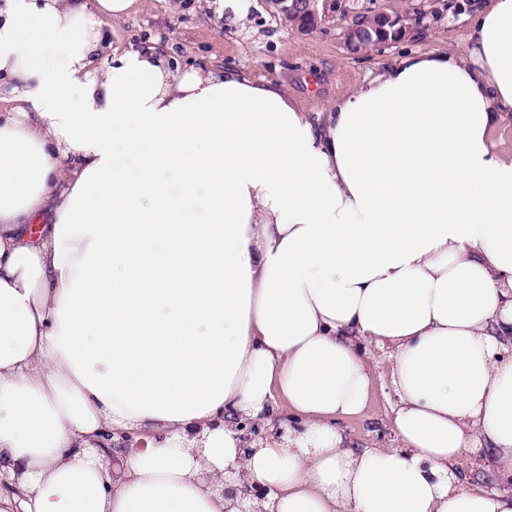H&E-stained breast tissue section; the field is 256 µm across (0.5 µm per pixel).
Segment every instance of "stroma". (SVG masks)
Wrapping results in <instances>:
<instances>
[{
    "instance_id": "35a3bbf8",
    "label": "stroma",
    "mask_w": 512,
    "mask_h": 512,
    "mask_svg": "<svg viewBox=\"0 0 512 512\" xmlns=\"http://www.w3.org/2000/svg\"><path fill=\"white\" fill-rule=\"evenodd\" d=\"M478 0H319L321 23L299 34L272 13L266 0H240L238 9L219 0H145L144 8L100 27L113 53L153 46L178 68H242L256 79L283 85L295 105L317 112L350 92L408 51L454 49L462 42L467 16ZM410 10L418 15L404 38L360 55L344 46V26L353 15ZM380 367L364 413L340 421L353 447H396V396L385 363L388 352L373 349Z\"/></svg>"
}]
</instances>
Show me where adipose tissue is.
<instances>
[{"label": "adipose tissue", "mask_w": 512, "mask_h": 512, "mask_svg": "<svg viewBox=\"0 0 512 512\" xmlns=\"http://www.w3.org/2000/svg\"><path fill=\"white\" fill-rule=\"evenodd\" d=\"M142 5L0 0V512H512V0L314 116L108 53ZM371 343L397 445L356 450ZM276 411L277 416L273 419L271 424L253 420H241L242 424L240 425H244V423H246V429L240 432L242 436L247 438L243 447L252 448L266 442L274 435L277 436V434H283L285 432V429L281 427L279 422H284L288 426V410L284 407V405L280 404ZM276 429L278 430L277 434H274Z\"/></svg>", "instance_id": "1"}]
</instances>
